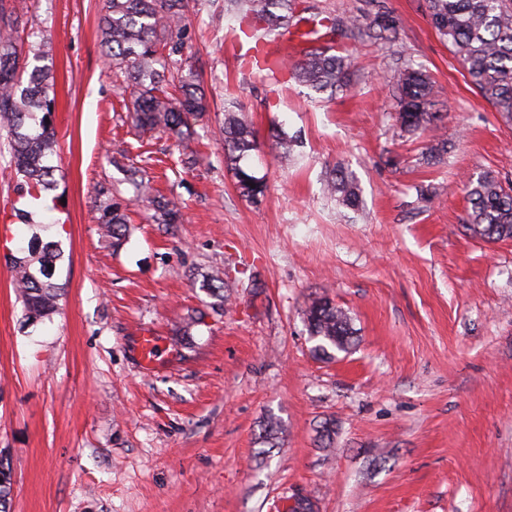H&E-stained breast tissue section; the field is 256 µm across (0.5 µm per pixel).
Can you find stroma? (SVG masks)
<instances>
[{
    "mask_svg": "<svg viewBox=\"0 0 512 512\" xmlns=\"http://www.w3.org/2000/svg\"><path fill=\"white\" fill-rule=\"evenodd\" d=\"M29 44L55 68L58 187L39 218L70 260L59 309L29 325L9 258L26 232L0 134V458L11 512H512V240L466 231V184L512 185V123L465 82L426 0H295L356 17L383 5L391 44L335 37L350 88L329 97L276 82L231 46L248 27L224 0H189L190 62L206 112L189 135H143L100 46L105 0H26ZM421 65L442 122H396L392 84ZM256 135L246 163L261 203L242 197L218 132L224 108ZM301 131L284 160L275 129ZM448 143L438 163L428 146ZM194 156L182 167L179 156ZM146 170L183 221L153 223L125 165ZM360 187L359 212L327 195L336 164ZM127 205L120 250L96 222L99 185ZM225 272L214 306L203 275ZM329 297L356 330L349 352L315 355L304 313ZM157 336L146 371L135 339ZM277 447L260 441L267 420ZM335 429L322 447L325 423Z\"/></svg>",
    "mask_w": 512,
    "mask_h": 512,
    "instance_id": "stroma-1",
    "label": "stroma"
}]
</instances>
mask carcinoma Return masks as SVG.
Here are the masks:
<instances>
[{
    "label": "carcinoma",
    "instance_id": "cac0c4a2",
    "mask_svg": "<svg viewBox=\"0 0 512 512\" xmlns=\"http://www.w3.org/2000/svg\"><path fill=\"white\" fill-rule=\"evenodd\" d=\"M230 6L252 20V37L262 32L282 33L293 20L313 23L335 35H351L394 41L398 25L386 14L346 21L318 17L295 18L292 0H229ZM189 0H105L99 22L101 42L115 75L137 95L132 106L136 128L142 134H179L185 117L207 108V97L198 74L183 59L187 49L183 24ZM435 29L459 58L465 76L499 112L512 121V0H427ZM27 24V10L21 0H0V129L7 132L12 164L21 176L19 189L38 197L56 188L54 164L57 141L50 123L54 99L53 59L45 51L22 55L21 33ZM350 61L323 50H309L304 58L277 64L276 71L290 70L292 78L311 90L335 93L347 86ZM392 91L399 106L400 127L409 133L425 130L442 118L433 110L438 90L426 71L408 66L398 72ZM224 152L231 162L239 193L252 201L266 196L267 184L255 172L240 165L256 148L248 121L240 113H224ZM129 181L142 198L150 197L149 181L142 170L131 167ZM330 195L347 209L361 204L357 180L338 165L326 184ZM470 212L467 229L487 242L512 240V187L504 186L490 174L469 181ZM97 224L112 247H120L128 234L127 217L112 190L97 191ZM156 224H176L178 209L165 199L153 200ZM14 216L31 231L20 255L11 257V270L18 298L29 323L42 321L57 311L61 285L57 271L65 262L61 242L44 234L50 228L32 219V213L18 209ZM224 278L218 273L203 277L200 288L216 305H224ZM313 352L332 359L348 352L355 329L347 313L330 299L321 297L305 311ZM12 469L0 460V512H9Z\"/></svg>",
    "mask_w": 512,
    "mask_h": 512
}]
</instances>
